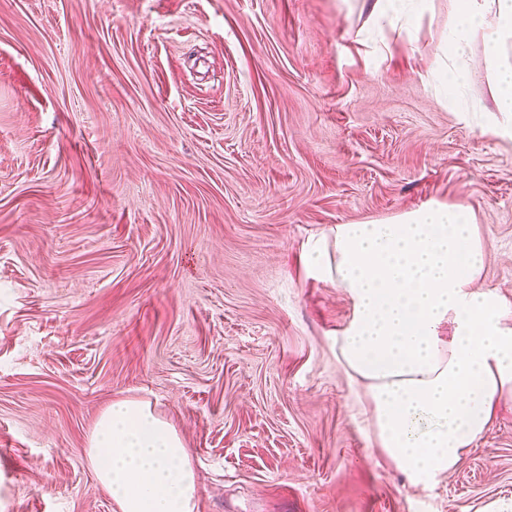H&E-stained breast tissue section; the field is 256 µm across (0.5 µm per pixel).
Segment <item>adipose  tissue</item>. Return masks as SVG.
<instances>
[{"instance_id": "ef3b65f1", "label": "adipose tissue", "mask_w": 512, "mask_h": 512, "mask_svg": "<svg viewBox=\"0 0 512 512\" xmlns=\"http://www.w3.org/2000/svg\"><path fill=\"white\" fill-rule=\"evenodd\" d=\"M426 0H374L377 30L411 29ZM481 38L495 109L512 114V0H452L443 53L458 98ZM318 279L351 303L333 341L362 386L373 442L411 484L451 474L512 400V309L480 286L485 248L463 204L386 222L339 224L305 245ZM89 462L117 512H196L197 474L178 432L149 405L119 399L99 419Z\"/></svg>"}]
</instances>
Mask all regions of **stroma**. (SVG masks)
I'll return each mask as SVG.
<instances>
[{"label":"stroma","mask_w":512,"mask_h":512,"mask_svg":"<svg viewBox=\"0 0 512 512\" xmlns=\"http://www.w3.org/2000/svg\"><path fill=\"white\" fill-rule=\"evenodd\" d=\"M372 0H0V512H114L86 453L150 403L196 512H512V402L411 486L371 445L302 261L339 224L471 207L512 303V117L481 40L434 75L450 0L412 32Z\"/></svg>","instance_id":"stroma-1"}]
</instances>
